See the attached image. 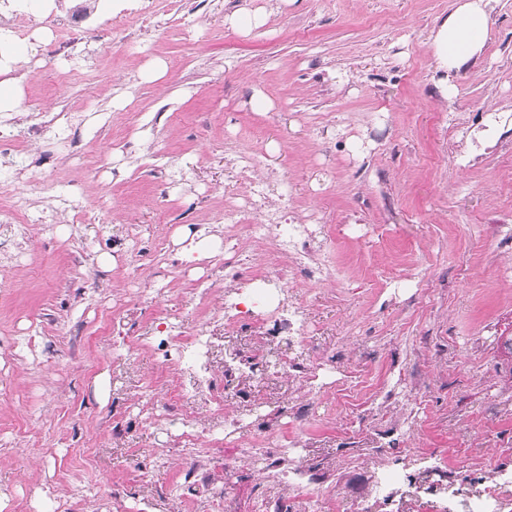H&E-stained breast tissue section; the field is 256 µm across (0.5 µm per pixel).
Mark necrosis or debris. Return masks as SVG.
<instances>
[{
	"mask_svg": "<svg viewBox=\"0 0 512 512\" xmlns=\"http://www.w3.org/2000/svg\"><path fill=\"white\" fill-rule=\"evenodd\" d=\"M239 190L247 197L245 209H228L224 212V258L217 269L223 272L229 287L224 291L220 307H212L209 301V284L199 280L193 290L198 299L197 310L207 316L208 322H223L224 326L253 325L266 329L271 337L288 336L303 341L307 321L301 308H285L274 299L272 284L285 277L307 282L326 281L329 272L326 264L313 260L310 252L312 233L307 225L290 224L280 227L276 212L266 205L267 185L253 179L240 185ZM274 241L279 255V268L272 271L255 265L246 250L248 244ZM213 335L203 331L173 333L167 323L156 326V334L148 344L164 362L180 366L185 375L174 386V400L207 396L211 406V425L198 424L186 411L174 414L173 420L182 430L173 444L185 464L176 475L177 487L170 490L167 499L173 512H180L183 501L180 488L200 489L205 499L201 512H224V489L217 486L208 468L198 462L200 454L225 465L246 462L259 467L273 483L304 487H320L323 477L312 470L293 467L291 450L275 429L266 427L246 448H229L225 442L245 429L242 416H228L225 408L226 385L234 369L225 366L222 372H214L209 363V352L215 343Z\"/></svg>",
	"mask_w": 512,
	"mask_h": 512,
	"instance_id": "4bbe7bcc",
	"label": "necrosis or debris"
}]
</instances>
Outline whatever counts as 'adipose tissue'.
I'll return each mask as SVG.
<instances>
[{"label":"adipose tissue","mask_w":512,"mask_h":512,"mask_svg":"<svg viewBox=\"0 0 512 512\" xmlns=\"http://www.w3.org/2000/svg\"><path fill=\"white\" fill-rule=\"evenodd\" d=\"M494 0H457L455 9L433 30L430 47L433 79L444 96L457 95V74L482 54L490 35ZM33 48L0 34V115L19 111L23 98L19 66Z\"/></svg>","instance_id":"obj_1"}]
</instances>
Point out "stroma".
Instances as JSON below:
<instances>
[{"mask_svg":"<svg viewBox=\"0 0 512 512\" xmlns=\"http://www.w3.org/2000/svg\"><path fill=\"white\" fill-rule=\"evenodd\" d=\"M268 22L250 36L224 23L246 3ZM143 0H0V28L26 17L17 42L48 29L22 70L19 112L7 129L21 153L0 154V203L28 197L31 236L14 246L0 228V512H170L181 464L157 466L176 427L158 400L176 370L123 337L154 332L155 317L199 330L189 285L213 274L225 207L244 199L227 162L248 150L270 181L268 206L286 224L319 231L333 277L294 283L280 300L305 309V343L261 341L257 328L224 329L215 367L236 351L266 360L234 387L250 396L251 442L269 425L297 435L295 457L329 477L315 492L328 512H358L356 496L382 472L399 477L377 512H471L495 492L512 512V0H495L479 61L444 99L428 38L455 0H180L114 40L112 18ZM78 20L76 48L55 51L60 22ZM167 64L149 81L152 59ZM262 93L272 107L255 111ZM502 122L477 143L488 113ZM77 113L83 147L28 141L38 112ZM54 179L53 194L36 188ZM206 227L200 237L190 225ZM161 288L157 313L141 291ZM335 353L318 372L312 417H288L298 384L281 358ZM361 368V406L341 393ZM501 403L498 414L490 406ZM133 425L113 436L116 414ZM263 475L224 474L230 512H258Z\"/></svg>","mask_w":512,"mask_h":512,"instance_id":"1","label":"stroma"}]
</instances>
